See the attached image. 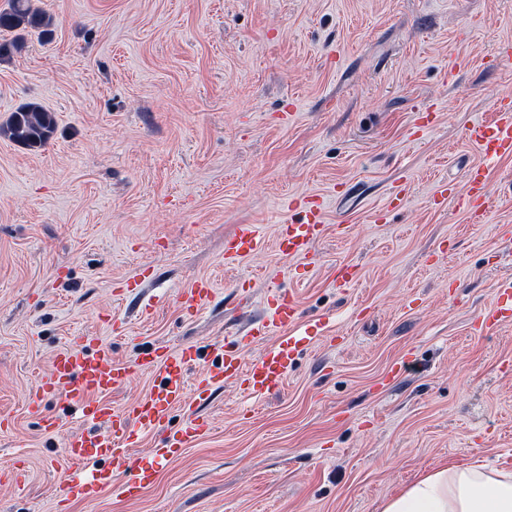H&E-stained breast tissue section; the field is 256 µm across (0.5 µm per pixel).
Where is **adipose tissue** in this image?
Returning a JSON list of instances; mask_svg holds the SVG:
<instances>
[{"label":"adipose tissue","mask_w":512,"mask_h":512,"mask_svg":"<svg viewBox=\"0 0 512 512\" xmlns=\"http://www.w3.org/2000/svg\"><path fill=\"white\" fill-rule=\"evenodd\" d=\"M382 512H512V472L438 466L387 498Z\"/></svg>","instance_id":"1"}]
</instances>
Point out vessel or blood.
Here are the masks:
<instances>
[{
	"label": "vessel or blood",
	"mask_w": 512,
	"mask_h": 512,
	"mask_svg": "<svg viewBox=\"0 0 512 512\" xmlns=\"http://www.w3.org/2000/svg\"><path fill=\"white\" fill-rule=\"evenodd\" d=\"M470 137L485 160L512 157L511 90L499 94L491 118L475 124ZM450 199L466 213L470 223H486L491 201L483 168L467 170L461 187L440 185L434 195L435 205ZM298 207L297 220L279 225L276 245L282 255L301 261L309 258L324 233L325 209L317 195L303 197ZM257 244L255 226L239 225L224 243L225 265L239 264L255 252ZM212 292L210 280L193 281L183 291L188 312L205 306ZM269 310L270 318L253 327L251 334L259 338L277 335L273 346L248 363L239 347L213 344L209 366L192 382L187 379V371L201 358L193 346L172 353L155 345L127 365L113 362L110 351L97 338L80 336L73 347L57 353L50 374L29 395L28 410L39 416L44 430H54L57 418L45 414L44 407L49 400L60 399L77 404L81 419L93 427L92 432L74 436L67 443L70 474L61 483L65 500L95 501L113 488L124 498H136L157 467L210 433L212 423L198 408L210 399L215 386L234 382L253 398L279 391L296 357L314 344L316 337L301 322L300 302L294 292H272ZM505 322H512L511 281L498 288L473 331L481 335ZM137 373L153 377L151 392L130 408L113 407L112 391L126 386ZM176 410L182 413L183 420L174 427L170 421ZM152 432L159 433L160 439L144 464L135 458L133 450L144 435Z\"/></svg>",
	"instance_id": "vessel-or-blood-1"
}]
</instances>
